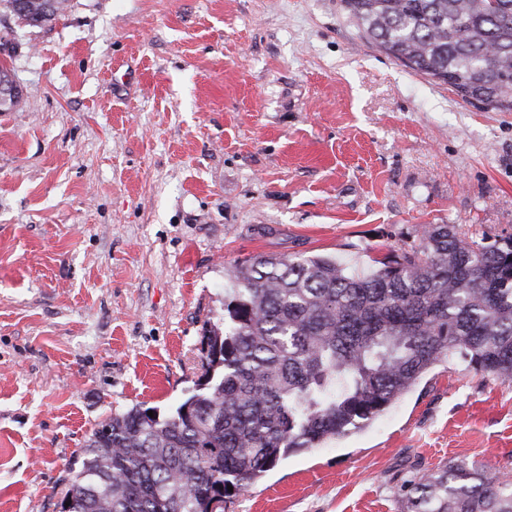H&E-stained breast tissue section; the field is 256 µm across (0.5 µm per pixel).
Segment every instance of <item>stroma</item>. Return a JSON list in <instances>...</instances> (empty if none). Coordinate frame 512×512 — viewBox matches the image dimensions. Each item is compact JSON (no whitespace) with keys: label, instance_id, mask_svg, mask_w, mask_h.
<instances>
[{"label":"stroma","instance_id":"1","mask_svg":"<svg viewBox=\"0 0 512 512\" xmlns=\"http://www.w3.org/2000/svg\"><path fill=\"white\" fill-rule=\"evenodd\" d=\"M0 36L23 91L0 112V512H62L99 423L194 391L232 264L367 273L427 224L512 237V110L406 68L341 0H68ZM460 461L512 477V383L451 358L224 512H404Z\"/></svg>","mask_w":512,"mask_h":512}]
</instances>
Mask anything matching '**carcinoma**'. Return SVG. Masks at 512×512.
<instances>
[{
  "label": "carcinoma",
  "mask_w": 512,
  "mask_h": 512,
  "mask_svg": "<svg viewBox=\"0 0 512 512\" xmlns=\"http://www.w3.org/2000/svg\"><path fill=\"white\" fill-rule=\"evenodd\" d=\"M0 5L45 27L67 0ZM366 37L466 103L512 106V0H342ZM22 90L0 59V109ZM368 274L328 256L237 263L224 327L205 325L196 392L162 417L110 415L81 449L68 512H212L291 454L381 416L428 370L457 356L512 381V237L470 243L428 224L420 245ZM233 491H228V487ZM406 512H512V481L450 464L414 480Z\"/></svg>",
  "instance_id": "obj_1"
}]
</instances>
